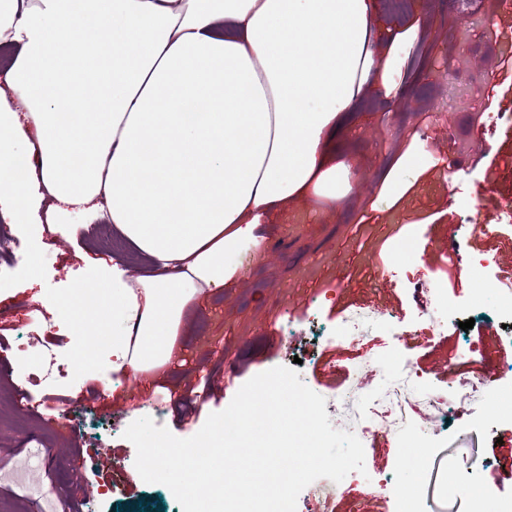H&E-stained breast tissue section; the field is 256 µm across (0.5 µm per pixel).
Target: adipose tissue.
Here are the masks:
<instances>
[{"label": "adipose tissue", "mask_w": 512, "mask_h": 512, "mask_svg": "<svg viewBox=\"0 0 512 512\" xmlns=\"http://www.w3.org/2000/svg\"><path fill=\"white\" fill-rule=\"evenodd\" d=\"M375 35L376 0H0V220H100L157 268L133 287L89 262L126 323L114 371L170 357L186 304L234 278L227 256L263 219L343 198L331 146L386 78ZM71 100L88 109L67 124Z\"/></svg>", "instance_id": "ef3b65f1"}]
</instances>
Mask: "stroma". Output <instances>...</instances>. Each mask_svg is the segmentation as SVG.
<instances>
[{
	"label": "stroma",
	"mask_w": 512,
	"mask_h": 512,
	"mask_svg": "<svg viewBox=\"0 0 512 512\" xmlns=\"http://www.w3.org/2000/svg\"><path fill=\"white\" fill-rule=\"evenodd\" d=\"M376 21L387 80L351 105L336 140L337 162L350 167L348 194L332 209L319 199L296 203L261 225L258 240L239 243L229 256L235 279L189 302L170 360L136 373L135 384L112 370L122 315L109 318L106 335L91 336L94 317L75 326L51 305L85 280L88 259L114 260L138 278L150 274L148 260L117 232L108 245L83 224L34 227L37 284L13 272L11 287L0 290V462L28 477L0 493V512H60L66 501L80 512H182L167 487L142 481L124 431L148 416L191 437L247 380L276 366H296L301 381L328 396L348 388L362 363L397 350L443 397L476 368L512 367V330L492 302L473 306L468 272L482 255L495 261L491 284L512 282V226L497 223L499 210L512 207V89L499 69L501 54L512 52V12L496 0H376ZM462 98L487 115L482 135L456 112ZM411 155L418 164L408 163ZM481 224L496 230L481 234ZM418 284L447 290L455 307L440 335L417 316ZM378 312L388 314L385 326L337 341L346 316ZM468 319L473 328L460 329ZM40 327L69 366L68 387L60 399L29 388L23 403L24 341ZM87 346L96 355L90 364L76 356ZM494 410L486 396L467 417L428 421L435 459L416 479L431 512H464L477 486L512 497L504 476L512 431L494 421ZM403 455L397 437H379L365 450V472L316 480L321 496L306 488L297 504L306 512H396L393 490L379 484L399 480ZM474 459L484 462L476 472Z\"/></svg>",
	"instance_id": "1"
}]
</instances>
